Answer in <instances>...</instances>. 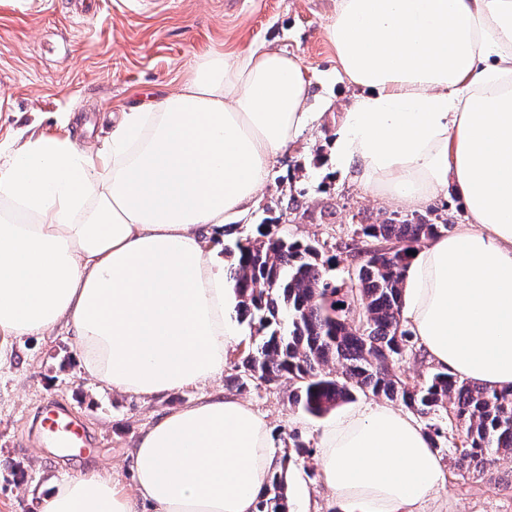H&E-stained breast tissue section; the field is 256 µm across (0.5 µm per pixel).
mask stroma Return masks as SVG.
Segmentation results:
<instances>
[{"instance_id":"obj_1","label":"stroma","mask_w":512,"mask_h":512,"mask_svg":"<svg viewBox=\"0 0 512 512\" xmlns=\"http://www.w3.org/2000/svg\"><path fill=\"white\" fill-rule=\"evenodd\" d=\"M334 6L335 0H98L76 14L70 0H0V155L40 135L102 144L113 114L176 88L203 53H234L255 43L286 52L306 68L319 118L276 159L261 195L225 231L224 246L255 235L294 185L307 193V212L287 223L289 234L324 243L340 257L335 276L345 278L349 258L340 246L356 224H379L407 209L332 162L340 114L355 94L338 78L325 35ZM234 374L225 364L218 388L268 417L276 450L292 434L311 450L290 467L303 487L290 493V512H342L323 484L316 455L326 418L294 410L288 383L239 392L229 384ZM206 392L191 387L146 401L97 386L82 372L66 327L16 341L0 362V512H38L39 488L80 466L113 468L129 479L124 463L135 436L155 417ZM50 405L79 418L93 439L90 449L70 456L44 443L38 418ZM499 475V484L491 485L477 474L461 477L446 469L444 486L418 512H512V462L501 461Z\"/></svg>"}]
</instances>
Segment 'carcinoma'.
<instances>
[{"instance_id":"obj_1","label":"carcinoma","mask_w":512,"mask_h":512,"mask_svg":"<svg viewBox=\"0 0 512 512\" xmlns=\"http://www.w3.org/2000/svg\"><path fill=\"white\" fill-rule=\"evenodd\" d=\"M426 214L381 224H360L354 235L365 253L353 285L331 275L339 260L316 240L288 237L261 224L257 236L237 242L229 280L240 316L261 337L241 357L239 389L248 384L292 385L288 403L321 417L357 393L398 402L427 419L424 432L440 449L447 430L463 428L464 439L448 449L459 475L492 473L512 458V388L488 389L434 368L415 378L401 372L417 356L416 342L402 319V288L410 252L447 227ZM310 453L291 437L288 452L267 473L255 512H288L290 462Z\"/></svg>"}]
</instances>
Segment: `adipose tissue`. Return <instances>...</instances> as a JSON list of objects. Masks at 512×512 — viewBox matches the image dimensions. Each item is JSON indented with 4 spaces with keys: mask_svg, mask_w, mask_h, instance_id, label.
Returning a JSON list of instances; mask_svg holds the SVG:
<instances>
[{
    "mask_svg": "<svg viewBox=\"0 0 512 512\" xmlns=\"http://www.w3.org/2000/svg\"><path fill=\"white\" fill-rule=\"evenodd\" d=\"M336 164L404 206L454 193L467 221L426 241L402 316L448 374L512 386V0H335ZM300 61L262 45L206 54L176 89L122 113L104 147L39 136L0 163V358L65 325L101 385L158 398L215 382L239 327L220 238L274 159L316 120ZM344 512H415L444 483L407 413L364 403L321 434ZM267 418L217 391L137 436L131 483L89 466L38 512H255Z\"/></svg>",
    "mask_w": 512,
    "mask_h": 512,
    "instance_id": "adipose-tissue-1",
    "label": "adipose tissue"
}]
</instances>
